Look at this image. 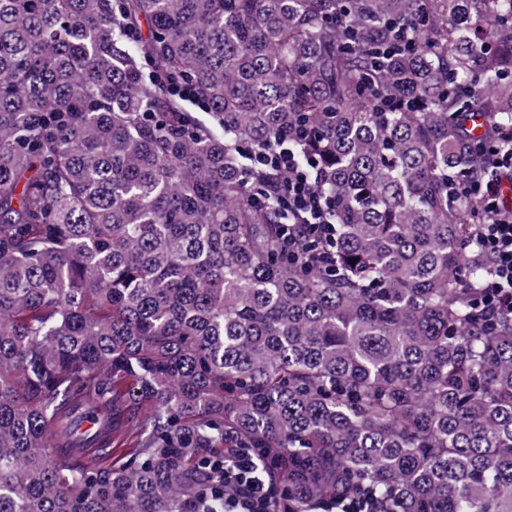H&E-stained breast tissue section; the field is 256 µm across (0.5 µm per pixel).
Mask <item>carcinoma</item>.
<instances>
[{
	"label": "carcinoma",
	"mask_w": 512,
	"mask_h": 512,
	"mask_svg": "<svg viewBox=\"0 0 512 512\" xmlns=\"http://www.w3.org/2000/svg\"><path fill=\"white\" fill-rule=\"evenodd\" d=\"M287 131L336 215L291 250ZM482 145L512 0H0V512H194L226 448L278 512H512Z\"/></svg>",
	"instance_id": "1"
}]
</instances>
